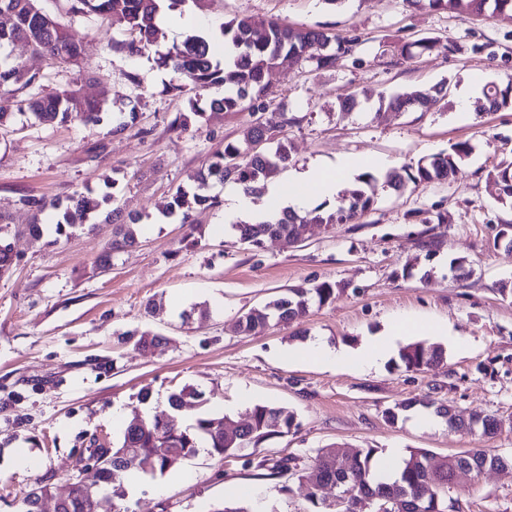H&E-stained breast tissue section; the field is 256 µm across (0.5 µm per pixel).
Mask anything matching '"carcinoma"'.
I'll list each match as a JSON object with an SVG mask.
<instances>
[{
    "label": "carcinoma",
    "instance_id": "obj_1",
    "mask_svg": "<svg viewBox=\"0 0 512 512\" xmlns=\"http://www.w3.org/2000/svg\"><path fill=\"white\" fill-rule=\"evenodd\" d=\"M202 0H71V12L75 14H101L129 34L130 39L115 41L113 45L130 54L159 46L161 29L156 17L165 8L184 12L185 8L201 4ZM433 10H466L477 16H506L512 18V0H412ZM0 48L16 41L27 42L33 53L49 55L66 63L75 64L81 49L67 30L38 7V0H0ZM221 34L230 42L234 54L223 60L214 56L207 39L201 34L186 37L157 51L158 65L171 69L179 79L173 90L188 96L187 112L180 114L170 124L177 131L188 130L191 120L201 118L206 110L240 112L247 110L257 114L268 107L264 78L270 69L287 62H310L318 68H334L353 56L356 40L330 36L318 29L294 28L272 19L254 16L235 18L220 25ZM419 52L451 50L435 38H423L395 47L403 58ZM215 85L224 86V96L206 99L204 92ZM448 94L447 86L436 85L423 89L415 98L392 96L388 105L396 110L426 111L439 98ZM481 100L490 110L512 107V79L505 83L483 88ZM28 114L41 124H67L71 122L98 123L102 121L103 103L84 98L73 86L43 91V75L18 63L0 62V128L9 126L15 113ZM267 136V131L251 122L244 131L242 149L233 143L216 151L208 165L197 171L193 180L205 184L209 181L234 182L248 194L266 186L269 181L285 172L291 164V152L280 140L271 151L250 150L257 141ZM467 142L451 145L450 151L441 152L427 160H420L414 171L390 170L381 178L368 172L360 178L361 187L350 194V200L340 201L333 209L320 205L304 216L288 210L276 220L257 219L236 225L238 239L251 247L273 236L288 246L300 236L306 222L316 224H348L359 220L377 203V189L382 185L395 192H402L408 184L419 185L455 177L462 162L471 154ZM489 176L499 186V202L512 205V162L497 166ZM105 191L95 193L87 188L69 196L64 202L51 205L43 199L25 195L22 204L33 212V223L27 225L30 236L40 239L46 233L56 237L70 235L74 230L93 231L96 218L103 214V223L116 225L111 250H121L136 243L138 216L125 215L114 206L118 193V181L107 177L103 180ZM217 200L210 196L191 193L177 187L167 204L165 214L176 217L180 223L193 225L196 211L213 207ZM56 211V220L49 228L39 220L47 208ZM336 297V288L327 281H313L306 286L288 289V294L256 306L241 316L240 331L245 335H257L269 326L270 321L290 324L303 317L314 304L323 305ZM444 348L423 342L409 343L399 349L398 359L409 371H423L438 365L444 358ZM199 392L184 386L168 397V411L150 418L139 411L129 414L120 441L108 448L97 447L99 469L97 481L88 487L75 483L73 497L63 507V512H83V500L94 497L105 503L102 512H128L125 505L127 489L125 471L120 461L124 456L140 459L148 465L152 474H164L169 470V460L181 453L196 452L200 442L207 443L210 456L222 460L234 457L246 468L259 470L262 479H288L300 471L299 458L285 456L278 459L254 461L255 449L264 441L281 436L298 428L293 413L271 405H255L249 420L233 430H228L224 417L203 410L189 426L182 424L179 413L193 406ZM431 400H409L385 411V418L393 423L399 416L418 407L428 408ZM477 420L482 433H494L497 423L490 416L472 414L457 417L453 430L465 429V424ZM377 450L352 448L341 461L332 448L323 449L313 459V468L319 482L311 483L307 498L315 512H403L400 504L417 501L420 512H445V488L458 468L466 466L475 471L489 468L504 458L489 455L477 449L452 455L441 462L424 450H414L403 460L400 473L393 479H380L372 471ZM322 483L336 487L351 486L354 496L336 499L333 506L320 500L318 487Z\"/></svg>",
    "mask_w": 512,
    "mask_h": 512
}]
</instances>
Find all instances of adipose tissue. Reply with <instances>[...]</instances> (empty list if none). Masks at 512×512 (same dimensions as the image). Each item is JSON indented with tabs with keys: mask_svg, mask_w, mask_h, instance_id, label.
I'll list each match as a JSON object with an SVG mask.
<instances>
[{
	"mask_svg": "<svg viewBox=\"0 0 512 512\" xmlns=\"http://www.w3.org/2000/svg\"><path fill=\"white\" fill-rule=\"evenodd\" d=\"M385 163L386 160L382 157L345 156L333 165H311L303 170L290 169L286 181H276L268 187V198L271 202L269 214L273 217L280 215L285 208L302 212L309 209L316 199L334 201L341 188L357 171L365 167H381ZM417 327L416 321L400 317L388 325L383 333L373 336L359 348H335L317 337L292 350L291 355L327 369L371 370L387 360L398 338Z\"/></svg>",
	"mask_w": 512,
	"mask_h": 512,
	"instance_id": "1",
	"label": "adipose tissue"
}]
</instances>
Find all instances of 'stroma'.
Instances as JSON below:
<instances>
[{
	"label": "stroma",
	"mask_w": 512,
	"mask_h": 512,
	"mask_svg": "<svg viewBox=\"0 0 512 512\" xmlns=\"http://www.w3.org/2000/svg\"><path fill=\"white\" fill-rule=\"evenodd\" d=\"M39 8L66 28L82 48L78 65L33 54L22 42L14 61L44 74L45 90L76 85L83 96L103 100V123L42 126L18 117L0 130V240L14 261L0 277V512L35 481L65 493L72 461L93 442L112 444L121 431L112 411L166 408L175 390L201 392V408L186 409L192 424L199 409L238 421L254 405L282 407L298 429L261 443L260 458L296 455L308 461L333 445L430 451L436 457L468 449L512 456V242L499 233L512 224V208L498 201L489 173L512 161V110L469 112L459 117L453 92L473 75L501 83L512 78V20L434 11L408 0H206L194 17L225 22L236 16L274 18L293 27L318 28L356 39L353 59L331 69L283 65L265 76L269 123L282 125L302 169L342 155L386 156L391 168L412 169L424 157L467 141L473 151L458 178L382 190L373 210L353 224H309L300 244L265 239L261 247L237 242L223 206L196 212L193 227L165 217L176 188L204 167L225 143L239 142L250 112L207 114L198 127L172 130L186 110L184 96L168 89L174 75L160 68L154 49L129 56L113 41L123 31L103 16H75L69 0H39ZM437 38L441 52L403 58L395 43ZM140 75L142 85L131 81ZM447 84L449 97L426 112L381 108L380 99ZM359 104L341 110V98ZM137 110L134 124L112 133L111 118ZM119 181L115 204L144 214L132 247L110 252L112 227L77 231L57 243L33 240L25 231L31 211L25 195L53 202L102 175ZM463 259L466 276L452 275ZM335 285L336 297L311 306L299 323L271 324L258 336L238 332V318L310 280ZM207 308V317L183 320L172 303ZM409 316L448 326L446 336L419 331L415 340L443 345L446 358L424 372L389 359L370 371L326 370L287 358L286 352L320 337L356 348L391 320ZM163 336L141 350L135 332ZM466 340L457 349L455 337ZM149 391L140 402V391ZM431 399L462 414L495 416L491 436L448 429L418 412L388 423L384 412L406 400ZM25 448L38 470L13 466ZM174 472L144 478L129 497L130 512H211L244 504L254 512H312L309 482L257 478L240 460L195 454ZM448 512H512V470L456 472L445 496Z\"/></svg>",
	"instance_id": "35a3bbf8"
}]
</instances>
